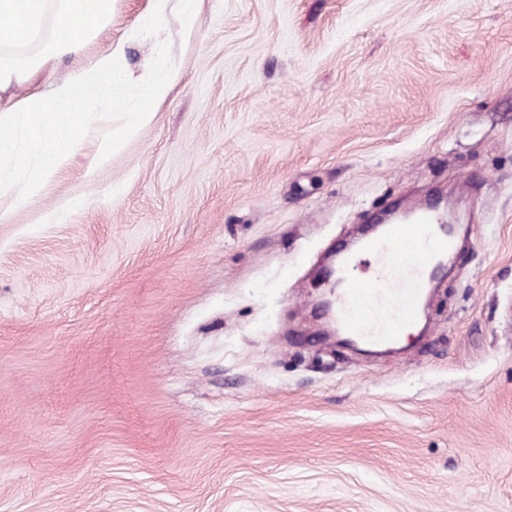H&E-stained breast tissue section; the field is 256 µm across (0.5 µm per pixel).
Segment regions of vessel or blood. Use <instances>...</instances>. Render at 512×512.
Returning a JSON list of instances; mask_svg holds the SVG:
<instances>
[{
  "instance_id": "1",
  "label": "vessel or blood",
  "mask_w": 512,
  "mask_h": 512,
  "mask_svg": "<svg viewBox=\"0 0 512 512\" xmlns=\"http://www.w3.org/2000/svg\"><path fill=\"white\" fill-rule=\"evenodd\" d=\"M457 248L434 207L425 205L409 224L375 225L357 250L339 251L327 269L337 284L332 307L349 343L368 348L400 340L420 315L419 301Z\"/></svg>"
}]
</instances>
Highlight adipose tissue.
Here are the masks:
<instances>
[{
  "label": "adipose tissue",
  "instance_id": "adipose-tissue-1",
  "mask_svg": "<svg viewBox=\"0 0 512 512\" xmlns=\"http://www.w3.org/2000/svg\"><path fill=\"white\" fill-rule=\"evenodd\" d=\"M116 0H0V109L20 115L26 138L42 153L45 171L61 168L74 151L85 112L103 86L124 76L127 42H109L91 66L55 78L58 65L79 55L112 25ZM175 80L159 73L141 78L144 103L126 118L122 133L97 152L106 162L126 138L149 124L156 103Z\"/></svg>",
  "mask_w": 512,
  "mask_h": 512
}]
</instances>
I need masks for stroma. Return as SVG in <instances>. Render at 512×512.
<instances>
[{
	"instance_id": "1",
	"label": "stroma",
	"mask_w": 512,
	"mask_h": 512,
	"mask_svg": "<svg viewBox=\"0 0 512 512\" xmlns=\"http://www.w3.org/2000/svg\"><path fill=\"white\" fill-rule=\"evenodd\" d=\"M116 0L153 121L0 215V512H512V0ZM460 260L421 338L324 342L326 255L435 189ZM200 0H149V17L155 26L166 22L172 14L178 13L182 28L191 33L198 22V2Z\"/></svg>"
}]
</instances>
